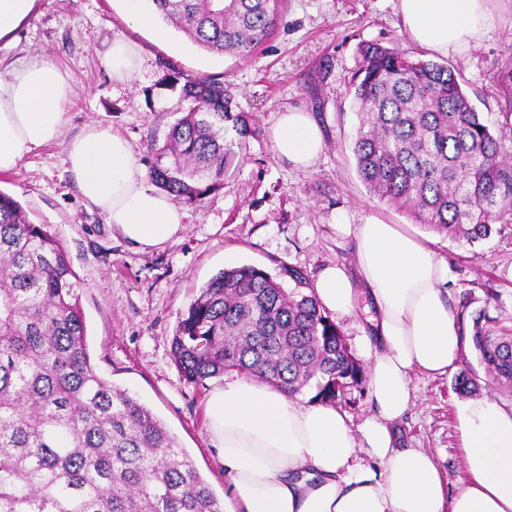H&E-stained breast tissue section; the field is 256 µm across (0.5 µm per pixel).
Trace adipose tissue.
I'll use <instances>...</instances> for the list:
<instances>
[{
    "instance_id": "adipose-tissue-1",
    "label": "adipose tissue",
    "mask_w": 512,
    "mask_h": 512,
    "mask_svg": "<svg viewBox=\"0 0 512 512\" xmlns=\"http://www.w3.org/2000/svg\"><path fill=\"white\" fill-rule=\"evenodd\" d=\"M504 0H399L404 27L419 44L445 55L480 42ZM73 96L68 76L35 59L0 78V172L17 170L58 140ZM277 153L307 168L322 150L310 113H280ZM67 162L83 198L135 247L149 250L180 230L182 209L151 188L130 145L97 124L68 141ZM353 260L317 275L313 289L329 312L349 315L366 295L368 390L375 413L353 434L331 405L299 404L255 380L225 381L206 403L211 440L228 482L227 512H512V409L483 398L464 403L457 421L464 478L448 495L434 454L401 448L394 425L412 404V373L455 369L467 336L448 302V265L425 238L370 218L341 224Z\"/></svg>"
}]
</instances>
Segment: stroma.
<instances>
[{
	"label": "stroma",
	"instance_id": "obj_1",
	"mask_svg": "<svg viewBox=\"0 0 512 512\" xmlns=\"http://www.w3.org/2000/svg\"><path fill=\"white\" fill-rule=\"evenodd\" d=\"M168 33L162 43L132 27L122 0H37L12 38L0 40V75L36 57L49 61L69 74L73 102L61 140L31 153L17 172L0 174V191L65 246L81 281L87 345L98 373L153 412L220 498L227 479L204 405L224 380L188 383L171 356L179 317L200 288L242 264L275 275L285 263L316 277L349 256V240L337 235V224L374 217L428 239L448 264L450 304L460 317L484 309L512 320V230L473 244L448 238L373 197L357 174L352 142L359 116L347 87L360 44L381 42L414 59L434 57L405 30L398 0H283L275 31L245 61L210 54L176 28ZM119 37L142 49V66L129 82L113 78L105 63ZM444 61L476 110L497 121L512 93V0L495 30ZM173 68L221 77L258 134L237 150L223 189L186 206L183 230L143 251L80 195L66 143L87 124L107 126L150 167V141L164 142L186 107L168 80ZM292 109L311 112L323 131V150L307 169L273 147L277 118ZM455 377L452 371L414 373L413 404L398 426L401 447L434 453L451 494L463 476L456 412L464 398L453 390Z\"/></svg>",
	"mask_w": 512,
	"mask_h": 512
}]
</instances>
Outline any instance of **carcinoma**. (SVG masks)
<instances>
[{
	"instance_id": "1",
	"label": "carcinoma",
	"mask_w": 512,
	"mask_h": 512,
	"mask_svg": "<svg viewBox=\"0 0 512 512\" xmlns=\"http://www.w3.org/2000/svg\"><path fill=\"white\" fill-rule=\"evenodd\" d=\"M198 47L248 58L273 33L281 0H151ZM348 93L361 114L352 151L379 200L453 239L512 227V97L491 126L446 64L381 43L359 47ZM187 112L151 145L150 182L198 204L224 187L234 148L255 133L224 81L169 75ZM238 142H225V123ZM293 288H284V282ZM80 282L60 239L0 192V512H223L176 439L138 400L96 371ZM480 364L512 389V323L472 318ZM184 380L252 376L340 409L365 373L302 270L251 265L213 277L171 345Z\"/></svg>"
}]
</instances>
